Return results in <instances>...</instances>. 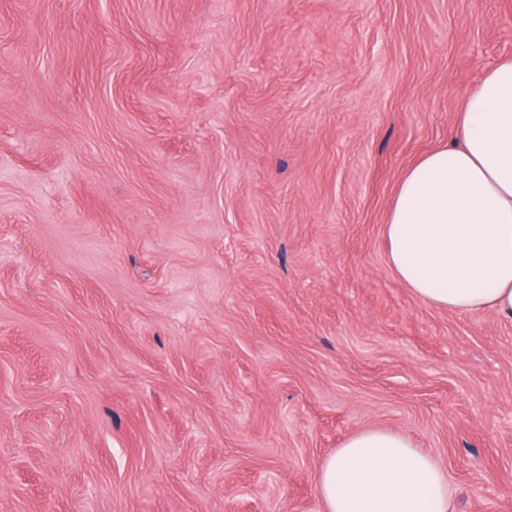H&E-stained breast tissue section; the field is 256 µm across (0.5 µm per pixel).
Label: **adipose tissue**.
<instances>
[{
	"label": "adipose tissue",
	"mask_w": 512,
	"mask_h": 512,
	"mask_svg": "<svg viewBox=\"0 0 512 512\" xmlns=\"http://www.w3.org/2000/svg\"><path fill=\"white\" fill-rule=\"evenodd\" d=\"M387 263L424 304L512 319V55L467 89L448 144L406 171L388 213ZM324 512H449L448 476L406 435L367 428L320 466Z\"/></svg>",
	"instance_id": "ef3b65f1"
}]
</instances>
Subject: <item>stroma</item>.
<instances>
[{
    "instance_id": "35a3bbf8",
    "label": "stroma",
    "mask_w": 512,
    "mask_h": 512,
    "mask_svg": "<svg viewBox=\"0 0 512 512\" xmlns=\"http://www.w3.org/2000/svg\"><path fill=\"white\" fill-rule=\"evenodd\" d=\"M512 0H0V512H323L383 428L512 512V320L387 261Z\"/></svg>"
}]
</instances>
